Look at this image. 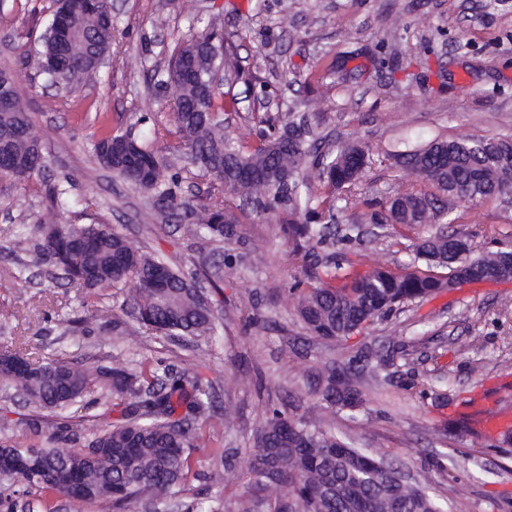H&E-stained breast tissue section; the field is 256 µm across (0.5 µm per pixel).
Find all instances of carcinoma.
Returning a JSON list of instances; mask_svg holds the SVG:
<instances>
[{
	"label": "carcinoma",
	"instance_id": "obj_1",
	"mask_svg": "<svg viewBox=\"0 0 512 512\" xmlns=\"http://www.w3.org/2000/svg\"><path fill=\"white\" fill-rule=\"evenodd\" d=\"M42 35L39 68L46 80L65 87L90 81L97 59L112 53V13L104 0H56ZM226 85L242 79L236 53L217 29L192 35L176 48L168 68L154 72L157 84L175 77L184 85L173 111L153 123V140L167 125L180 141L171 146L198 170L213 176L224 192L249 204L257 216L286 215L281 231L291 255L309 266V283L291 287L297 313L314 336L345 339L392 312L394 307L424 299L470 282L512 279V247L477 254L472 235L448 232L468 206L512 195V172L499 165L500 153L512 151L506 137L436 140L392 155L395 164L415 174L412 184L389 199L386 213L373 211L371 224L413 227L435 224V231L415 245L412 262L395 268L367 267L362 260L336 253L337 245L359 235L356 224H338L336 202L369 205L361 185L369 146L357 142L329 144L306 128L305 141L292 135L303 128L288 111L257 129L254 145L245 147L224 131L218 115L238 110L231 90L218 91L217 72ZM33 120L24 100L0 108V174L27 181L45 168V157L32 135ZM103 167L154 199L146 217L168 218L183 211L193 234L222 241L237 235L240 220L225 216L223 202L197 208L181 197L182 177L171 171L154 146L130 133L104 131L93 144ZM38 261L61 271L83 294L82 307L92 311L101 292L129 286L133 323L112 318V334L134 336L145 330L159 336H214L221 323L199 281L172 268L154 254L138 251L108 224H37ZM357 368L328 375L321 392V418L312 424L274 408L249 449L253 491L236 503V512H262L261 493L276 492L274 512H445L428 488L399 480V470L365 448H355L323 427L327 416L355 410L363 402L359 381L365 369L376 372L368 355L354 356ZM0 380L21 391L39 407L66 410L95 393V404L112 396L128 400L108 428L80 448H49L33 457L31 446L10 440L19 468H0V476L24 494L45 498L72 496L80 503L114 507L142 497L164 504L176 498L194 473L190 449L200 440L199 423L212 418L211 389L197 376L174 371L165 357L151 366L124 364L83 368L57 358L37 360L20 349L0 354Z\"/></svg>",
	"mask_w": 512,
	"mask_h": 512
}]
</instances>
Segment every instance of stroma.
Wrapping results in <instances>:
<instances>
[{"instance_id": "35a3bbf8", "label": "stroma", "mask_w": 512, "mask_h": 512, "mask_svg": "<svg viewBox=\"0 0 512 512\" xmlns=\"http://www.w3.org/2000/svg\"><path fill=\"white\" fill-rule=\"evenodd\" d=\"M53 10L54 0H0V66L18 68L47 158L29 181L0 176V310L16 313L0 320V350L24 346L36 357L84 366H150L164 353L178 370L212 381L214 417L191 451L195 473L180 502L198 512H229L248 480L225 483L222 461L246 470L265 407L288 404L317 421L322 377L343 370L357 348L380 349L389 363L366 384L363 406L338 413L332 430L389 455L409 483L431 472L430 493L447 512H512V455L499 438L477 430L483 405L512 414V281L409 302L349 339H323L297 315L289 289L308 269L290 257L278 220L243 219L242 243L194 236L183 221L145 223L151 196L93 158L104 130L151 135L141 115L167 109L153 71L165 69L184 38L213 24L235 47L245 74L266 90L260 103L244 84L234 85L241 103L224 115L230 134L252 145L261 118L294 106L321 135L369 145L366 196L387 200L415 180L389 157L404 142L512 137V0H114L112 63L95 83L69 92L44 87L37 66L35 50ZM182 177V195L193 206L220 200L237 208L213 176L194 169ZM64 179L71 207L61 213L49 189ZM367 213L362 205L336 210L339 223L363 229L352 251L370 265L409 263L426 227L397 226L379 237ZM40 222L112 225L187 274L202 261L231 257L221 290L211 296L223 335L185 337L165 348L147 333L113 335L124 288L105 291L89 335L66 333L67 320L84 314L81 297L32 265L29 239ZM478 225L494 226L498 238L478 240L477 251L512 243V201L479 202L454 229ZM24 263L26 284L18 279ZM228 374L249 383L225 390ZM119 412L116 405L92 407L62 419L0 382V439L23 446L50 443L48 434H32V420L69 424L86 439Z\"/></svg>"}]
</instances>
